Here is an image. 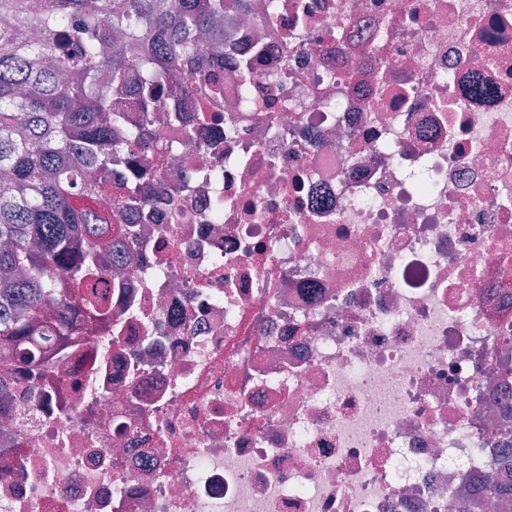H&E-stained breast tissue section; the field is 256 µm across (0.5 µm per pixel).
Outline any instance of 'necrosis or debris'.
Segmentation results:
<instances>
[{"instance_id": "4bbe7bcc", "label": "necrosis or debris", "mask_w": 512, "mask_h": 512, "mask_svg": "<svg viewBox=\"0 0 512 512\" xmlns=\"http://www.w3.org/2000/svg\"><path fill=\"white\" fill-rule=\"evenodd\" d=\"M247 2L215 94L163 101L114 320L10 377L0 512H457L512 477V0Z\"/></svg>"}]
</instances>
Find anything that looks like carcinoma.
<instances>
[{"label":"carcinoma","mask_w":512,"mask_h":512,"mask_svg":"<svg viewBox=\"0 0 512 512\" xmlns=\"http://www.w3.org/2000/svg\"><path fill=\"white\" fill-rule=\"evenodd\" d=\"M228 0H0V363L45 369L113 318L105 289L139 241L150 203L138 173L112 187V162L165 156L161 96L206 82L174 73L213 51ZM133 98L132 124L113 95ZM126 219L114 223L112 209ZM112 253L105 257L101 243Z\"/></svg>","instance_id":"obj_1"}]
</instances>
